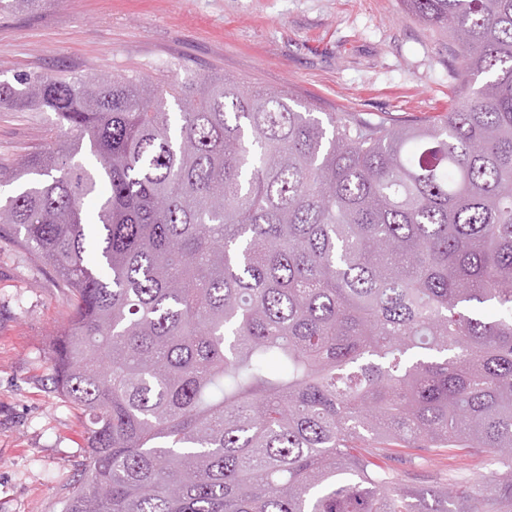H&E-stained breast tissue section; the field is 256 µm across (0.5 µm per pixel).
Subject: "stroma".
<instances>
[{
    "label": "stroma",
    "instance_id": "stroma-1",
    "mask_svg": "<svg viewBox=\"0 0 512 512\" xmlns=\"http://www.w3.org/2000/svg\"><path fill=\"white\" fill-rule=\"evenodd\" d=\"M460 65L447 36L399 0H37L0 12V81L137 74L162 94L219 73L321 112L413 124L445 115ZM52 125L48 112L0 109V161L40 150ZM70 312L55 274L0 237V512H59L85 461L88 418L51 383ZM379 461L416 492L499 469L490 454L444 448H387Z\"/></svg>",
    "mask_w": 512,
    "mask_h": 512
}]
</instances>
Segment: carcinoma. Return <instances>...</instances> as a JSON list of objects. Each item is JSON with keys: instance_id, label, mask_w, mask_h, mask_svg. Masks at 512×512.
I'll list each match as a JSON object with an SVG mask.
<instances>
[{"instance_id": "obj_1", "label": "carcinoma", "mask_w": 512, "mask_h": 512, "mask_svg": "<svg viewBox=\"0 0 512 512\" xmlns=\"http://www.w3.org/2000/svg\"><path fill=\"white\" fill-rule=\"evenodd\" d=\"M400 2L462 59L422 124L219 74L0 81L67 134L0 163V233L73 310L50 359L88 456L60 512H429L371 459L395 447L499 457L435 496L512 512V0Z\"/></svg>"}]
</instances>
